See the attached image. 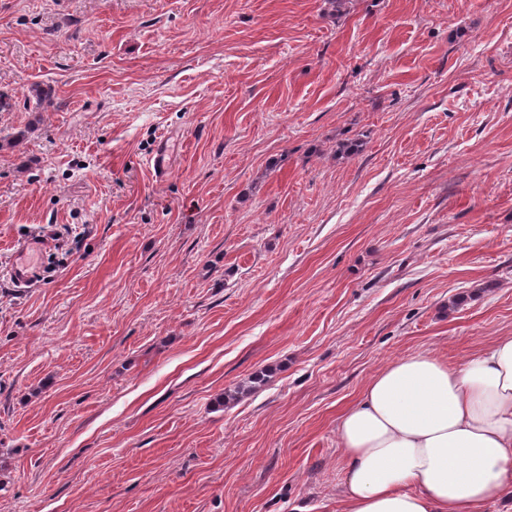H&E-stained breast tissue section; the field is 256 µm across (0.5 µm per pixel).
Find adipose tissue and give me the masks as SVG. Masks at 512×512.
Instances as JSON below:
<instances>
[{
  "label": "adipose tissue",
  "instance_id": "1",
  "mask_svg": "<svg viewBox=\"0 0 512 512\" xmlns=\"http://www.w3.org/2000/svg\"><path fill=\"white\" fill-rule=\"evenodd\" d=\"M344 512H484L512 502V335L463 364H387L337 425Z\"/></svg>",
  "mask_w": 512,
  "mask_h": 512
}]
</instances>
